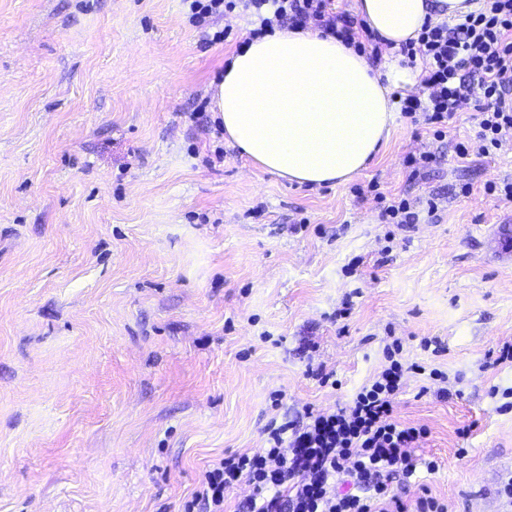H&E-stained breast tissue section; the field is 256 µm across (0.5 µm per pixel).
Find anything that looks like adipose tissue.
Returning a JSON list of instances; mask_svg holds the SVG:
<instances>
[{
  "instance_id": "1",
  "label": "adipose tissue",
  "mask_w": 512,
  "mask_h": 512,
  "mask_svg": "<svg viewBox=\"0 0 512 512\" xmlns=\"http://www.w3.org/2000/svg\"><path fill=\"white\" fill-rule=\"evenodd\" d=\"M456 19L465 0H358L367 26L394 46L417 38L431 10ZM371 60L332 35L276 30L232 53L214 92L229 141L255 166L299 185L348 181L395 120Z\"/></svg>"
}]
</instances>
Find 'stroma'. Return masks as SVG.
<instances>
[{"instance_id": "stroma-1", "label": "stroma", "mask_w": 512, "mask_h": 512, "mask_svg": "<svg viewBox=\"0 0 512 512\" xmlns=\"http://www.w3.org/2000/svg\"><path fill=\"white\" fill-rule=\"evenodd\" d=\"M214 25L209 45L179 0H0V512H183L213 463L335 409L396 340L448 376H405L394 416L440 469L399 494L488 512L512 464L491 395L512 367L486 364L512 341V266L485 240L512 202L484 185L512 181V136L483 155L469 99L444 140L400 116L347 182H288L214 132L251 24ZM372 181L438 211L380 223Z\"/></svg>"}]
</instances>
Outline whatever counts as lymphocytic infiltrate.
I'll return each instance as SVG.
<instances>
[{"label": "lymphocytic infiltrate", "instance_id": "f902f5d3", "mask_svg": "<svg viewBox=\"0 0 512 512\" xmlns=\"http://www.w3.org/2000/svg\"><path fill=\"white\" fill-rule=\"evenodd\" d=\"M190 23L235 11L254 17L258 28L311 29L340 38L380 60L384 43L363 21L333 11V0H180ZM410 66L421 69L427 97H402V114L445 137L460 103L477 101L476 138L484 154L500 149L512 134V0H482L479 10L455 24L426 20L417 40L401 47ZM402 347L386 349L387 367L376 372L346 403L331 412L308 414L296 426L269 427L264 448L234 453L207 469L184 512H227V494L238 484L250 493L241 512H445L423 494L406 501L394 479L409 481L418 469L436 473V460L419 452L425 427L394 419L404 387Z\"/></svg>", "mask_w": 512, "mask_h": 512}]
</instances>
